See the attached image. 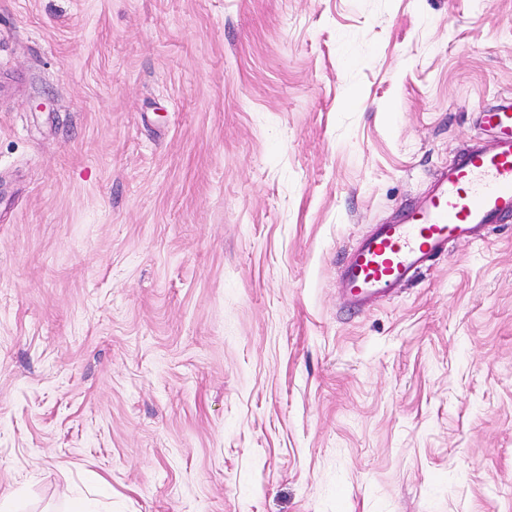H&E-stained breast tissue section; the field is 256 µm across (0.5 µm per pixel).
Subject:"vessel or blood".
I'll use <instances>...</instances> for the list:
<instances>
[{"label": "vessel or blood", "instance_id": "b4317fda", "mask_svg": "<svg viewBox=\"0 0 512 512\" xmlns=\"http://www.w3.org/2000/svg\"><path fill=\"white\" fill-rule=\"evenodd\" d=\"M478 120L492 145L464 148L421 197L351 247L339 278L354 308L405 288L450 241L482 240L490 227L512 219V99L479 112Z\"/></svg>", "mask_w": 512, "mask_h": 512}]
</instances>
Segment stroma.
I'll use <instances>...</instances> for the list:
<instances>
[{
    "instance_id": "1",
    "label": "stroma",
    "mask_w": 512,
    "mask_h": 512,
    "mask_svg": "<svg viewBox=\"0 0 512 512\" xmlns=\"http://www.w3.org/2000/svg\"><path fill=\"white\" fill-rule=\"evenodd\" d=\"M511 96L512 0H0V501L512 512V221L338 277Z\"/></svg>"
}]
</instances>
